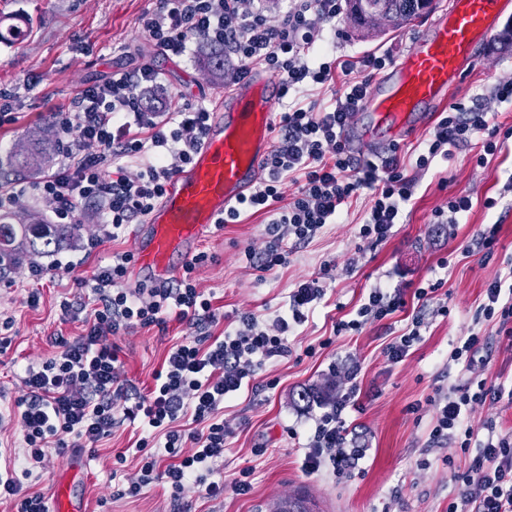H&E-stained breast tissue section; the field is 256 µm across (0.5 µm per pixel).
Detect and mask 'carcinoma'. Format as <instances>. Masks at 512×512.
Masks as SVG:
<instances>
[{
    "label": "carcinoma",
    "mask_w": 512,
    "mask_h": 512,
    "mask_svg": "<svg viewBox=\"0 0 512 512\" xmlns=\"http://www.w3.org/2000/svg\"><path fill=\"white\" fill-rule=\"evenodd\" d=\"M380 11L392 12L398 28L414 18L412 0H368ZM56 153L50 130L20 146L14 154L19 169L38 171L48 166ZM80 231L77 224H0V279L12 273L26 255L48 254L71 242Z\"/></svg>",
    "instance_id": "1"
}]
</instances>
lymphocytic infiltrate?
I'll use <instances>...</instances> for the list:
<instances>
[{"mask_svg":"<svg viewBox=\"0 0 512 512\" xmlns=\"http://www.w3.org/2000/svg\"><path fill=\"white\" fill-rule=\"evenodd\" d=\"M342 13L343 0H293L282 21L272 25L260 0H158L156 9L142 19L152 44L167 56H182L191 41L222 48L235 63L224 77L225 85L238 84L255 69L279 78L281 94L289 99L279 117L281 139L262 163L264 179L224 214L225 223L235 224L248 210L273 212L265 227L267 244L257 261L263 272L285 265L292 247L310 243L364 190L370 205L359 236L374 243L386 241L413 194L414 178L398 149L362 160L343 138L386 59L369 54L322 61L325 27L339 23ZM339 76L344 82L331 102L303 104L308 84L331 83ZM160 87L158 71L142 63L80 87L70 111L51 113L63 160L34 190L50 204L56 223H80L85 205L91 204L101 223L120 230L147 217L170 179L190 163L211 111L202 102L147 111L144 94ZM493 118L485 105L449 107L439 114L416 168L428 167L436 156H449L475 138L484 140L485 152L494 153L497 137L511 139L512 128H501ZM128 161L139 167L137 177L127 176ZM287 180L299 185L288 201L282 193ZM205 259L202 253L193 257L175 285L139 283L130 289L124 282L134 256L116 254L92 276L93 303L61 301L63 319H81L84 330L70 340L56 339L51 356L23 371L26 392L12 408L22 445L12 467L0 472V500L13 501L16 512H49L45 496L26 485L35 469H46L52 454L108 437L120 415L139 421L143 435L130 453L115 456L119 465L131 455L140 460L137 480L118 489V496H139L160 480L169 485L176 501L191 483L210 498L222 496L228 487L238 495L250 492L252 469L240 470L227 484L212 468L223 457L229 435L224 401L257 369L291 355L288 337L324 297L331 266L323 264L317 276L290 288L288 313L277 316L276 334H269L255 314H242L223 335L176 342L148 393L129 396L119 379L113 337L137 326L166 325L171 317L193 327L217 323L210 299L193 278ZM509 279L512 271L488 283L476 316L492 324L501 342L512 348V292L504 290ZM406 305L400 290L372 288L355 318L337 322L334 332L362 330ZM359 394L358 385H351L340 402L315 416L301 458L304 473L348 477L364 458V449L349 446L342 418L347 407L358 406ZM127 397L131 405L115 414L118 400ZM489 400L512 404V389L481 373L426 402L434 409L428 446L452 444L464 460L453 471L457 493L448 512H512V431L490 422L480 436L470 421L474 405ZM185 418L192 420V430L179 429Z\"/></svg>","mask_w":512,"mask_h":512,"instance_id":"1","label":"lymphocytic infiltrate"}]
</instances>
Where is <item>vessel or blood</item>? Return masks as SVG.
Masks as SVG:
<instances>
[{"mask_svg":"<svg viewBox=\"0 0 512 512\" xmlns=\"http://www.w3.org/2000/svg\"><path fill=\"white\" fill-rule=\"evenodd\" d=\"M507 0H448L426 31L377 76L358 109L362 138L351 147L383 155L392 144L424 127L449 101L450 90L470 75L479 47L507 17ZM276 77L253 72L217 99L203 142L190 164L175 175L137 234V263L154 281L172 275L173 257H190L257 182L261 163L273 147ZM290 512H325L305 489L288 498ZM52 512H85L71 485L53 490Z\"/></svg>","mask_w":512,"mask_h":512,"instance_id":"b4317fda","label":"vessel or blood"}]
</instances>
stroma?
Here are the masks:
<instances>
[{
	"mask_svg": "<svg viewBox=\"0 0 512 512\" xmlns=\"http://www.w3.org/2000/svg\"><path fill=\"white\" fill-rule=\"evenodd\" d=\"M155 6L156 0H0V21L24 30L22 40L0 42V91L15 96L12 120L0 123V188L37 180V173L12 168L14 151L48 128L49 113L66 106L78 87L118 67L150 62L160 73L166 95L179 103H210L224 94L223 78L211 72L210 49L193 45L180 58L157 52L140 25L141 17ZM426 23L422 16L400 29L365 37L346 18L338 30H327L326 37L339 56L376 53L395 58L408 50ZM509 80L512 25L483 48L468 80L452 90L450 100L472 104L495 84ZM414 177L407 217L386 242L373 244L358 236L369 206V196L363 193L308 247L268 272L256 270L246 255L264 250V229L271 216L242 214L239 223L225 225L203 241L200 250L207 259L194 272L199 290L217 313V324L202 331L171 320L163 327L138 326L114 337L122 379L143 390L152 384L154 372L174 343L187 336L220 335L242 312L273 322L286 310L289 288L317 274L322 263L333 264L324 300L289 339L292 355L264 365L251 388L224 405L231 434L223 459L213 468L228 480L242 468H253L250 493L239 496L228 490L214 499L190 485L183 501L192 512H268L273 500L301 487L312 490L327 512H448L455 489L451 472L461 460L445 446L427 449L431 415L413 414L409 407L435 395L437 389L466 381L468 371L449 367L448 349L456 337L473 332L488 339L490 373L512 382V350L499 343L490 327L474 321L488 282L512 269V144L487 156L481 141H472L448 158H435L429 169L416 170ZM461 192L472 196V210L460 224L438 223V212ZM489 197L496 199L495 208H485ZM495 222L501 231L493 257L463 254V245L481 226ZM141 227V221H134L118 239L87 251L88 239L104 235L107 227L99 223L94 207H86L76 242L50 256L27 257L9 280L0 282V323L10 324L4 332L9 346L0 353V453L21 444L11 408L25 392L24 367L51 354L57 337L70 339L83 330L81 322H62V297L76 293V280L90 277L113 254L136 252L135 233ZM443 258L450 261L445 270L438 266ZM38 265L45 273L37 279L31 270ZM440 277L445 280L450 313L428 314L422 340L405 362L391 363L384 351L389 334L405 328L404 313L384 323H368L357 333L334 336V322L355 310L369 288L412 290ZM34 292L40 296L35 307L28 303ZM310 345L315 346V354H307ZM343 361L360 369L356 381L362 407L346 408L342 417L366 456L359 475L310 476L302 473L300 457L319 409L299 401L298 394L306 389L329 402L339 401L351 383L339 367ZM139 433L138 424L126 421L79 454L52 456L46 471L31 478L33 491L49 494L54 482L71 478L84 497L86 512H174L170 488L162 482L136 497L115 495L118 482L134 480L140 467L137 457L128 456L120 481H113L115 455Z\"/></svg>",
	"mask_w": 512,
	"mask_h": 512,
	"instance_id": "1",
	"label": "stroma"
}]
</instances>
